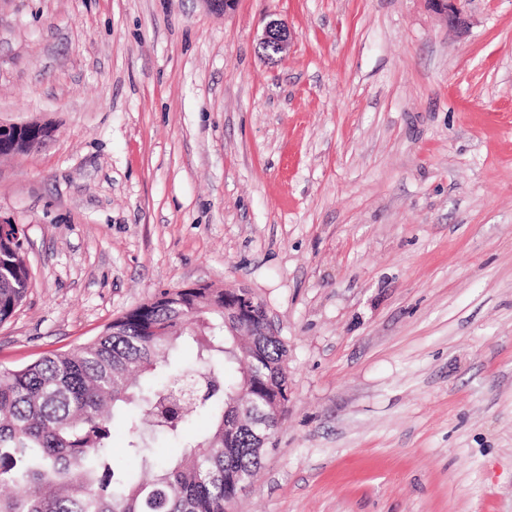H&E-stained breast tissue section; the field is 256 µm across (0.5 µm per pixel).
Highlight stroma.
<instances>
[{"label":"stroma","instance_id":"obj_1","mask_svg":"<svg viewBox=\"0 0 512 512\" xmlns=\"http://www.w3.org/2000/svg\"><path fill=\"white\" fill-rule=\"evenodd\" d=\"M0 0L32 286L0 369L249 288L291 400L235 512H512V0ZM272 19L291 32L264 60ZM432 7L448 18V26L457 30L467 27L465 0H429ZM45 136H41V134ZM55 129L50 125L32 122L26 124H4L0 122V156L1 140H11V154L34 149L44 142L43 139L54 136Z\"/></svg>","mask_w":512,"mask_h":512}]
</instances>
